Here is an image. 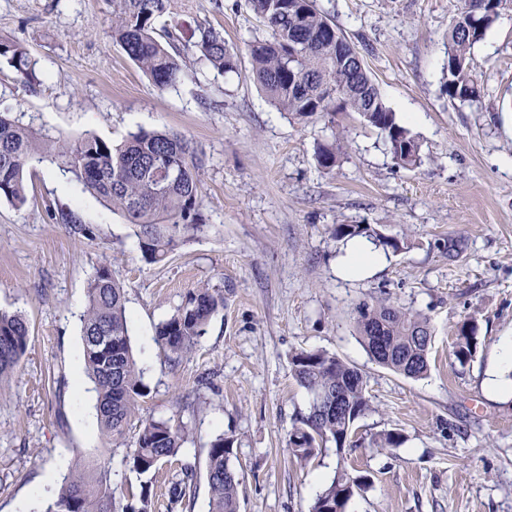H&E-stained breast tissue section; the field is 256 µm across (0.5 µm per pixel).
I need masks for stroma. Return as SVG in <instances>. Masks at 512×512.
<instances>
[{
    "mask_svg": "<svg viewBox=\"0 0 512 512\" xmlns=\"http://www.w3.org/2000/svg\"><path fill=\"white\" fill-rule=\"evenodd\" d=\"M354 45L386 104L419 139L424 161L394 164L383 137L354 115L339 163L319 167L323 121L301 124L273 108L256 84L246 43L268 31L246 0H177V45L210 24L237 51L220 75L188 61L160 90L113 42L106 0H0V38L25 44L40 85L0 62V111L77 140L121 141L169 130L203 157L206 229L161 264L146 263L124 218L44 163L25 173L27 201L0 200V310L22 313L25 355L0 396V512L43 507L79 460L109 466L120 490L138 487L126 448L102 445L83 374L86 284L109 267L123 285L129 333L148 394L143 418L187 428L176 460L157 473L156 512H208L205 461L216 436L234 441L240 512H310L339 469L369 484L346 512H512V393L487 381L512 344V11L475 45L481 108L443 91L448 30L457 0H315ZM73 210L96 230L76 239L50 216ZM339 224H372L404 242L365 275L340 271ZM223 291L192 354L169 360L158 324L188 292ZM386 299L426 314L435 329L426 376L375 363L358 340L355 307ZM477 327L473 360L451 352L462 322ZM324 350L358 368L372 409L343 450L297 461L288 435L308 404L290 357ZM400 431L397 448L379 435ZM195 497L171 504L183 466Z\"/></svg>",
    "mask_w": 512,
    "mask_h": 512,
    "instance_id": "stroma-1",
    "label": "stroma"
}]
</instances>
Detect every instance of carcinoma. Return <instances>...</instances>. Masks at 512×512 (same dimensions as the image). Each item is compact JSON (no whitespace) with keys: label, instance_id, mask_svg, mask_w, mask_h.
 Instances as JSON below:
<instances>
[{"label":"carcinoma","instance_id":"cac0c4a2","mask_svg":"<svg viewBox=\"0 0 512 512\" xmlns=\"http://www.w3.org/2000/svg\"><path fill=\"white\" fill-rule=\"evenodd\" d=\"M112 39L160 90L174 87L186 76V61L167 38L157 32L160 19L172 14L173 0H107ZM252 13L269 31L267 38L247 43L252 73L268 102L299 122H327L334 141L318 148L321 168L340 161L345 130L336 115L351 112L384 138L395 164L416 168L423 162L421 146L383 100L366 67L336 53V43L353 47L314 0H247ZM448 31V69L443 91L448 99L479 106L482 91L472 49L512 0H459ZM193 47L197 60L227 74L238 67V53L220 32L206 23L196 26ZM0 61L14 69L23 85L38 82L37 60L15 40H0ZM48 161L122 215L138 240L142 258L165 261L187 241L203 233L199 171L202 158L183 135L141 130L122 142L88 135L74 143L37 130L0 112V199L22 206L27 200L24 170ZM69 233L91 239L94 229L72 211L58 213ZM336 237H365L398 251L400 241L384 236L370 224H339ZM224 307V294L202 285L190 292L157 328L156 343L178 363L189 356L214 314ZM358 335L370 356L383 367L408 378H422L429 370L434 328L429 317L385 300L363 301L355 308ZM84 371L94 384L96 416L106 448L126 446L131 422L139 423L129 470L143 481L139 491L116 505L111 472L95 464L79 463L53 495L44 512H152V477L176 458L186 429L170 419H137L139 399L148 386L134 357L129 335L125 290L108 267L102 266L87 283V305L81 316ZM29 328L18 313L0 311V382L11 378L26 352ZM476 326L463 322L453 346L456 360L465 365L476 352ZM292 377L310 394L289 435L294 457L306 462L327 443L346 447L355 422L371 411L363 374L326 351H300L291 358ZM342 396L336 408V395ZM234 440L218 436L207 449L209 512H238L239 476L232 466ZM193 469L173 496H190ZM366 477L342 471L320 492L311 512H345L354 491Z\"/></svg>","mask_w":512,"mask_h":512}]
</instances>
